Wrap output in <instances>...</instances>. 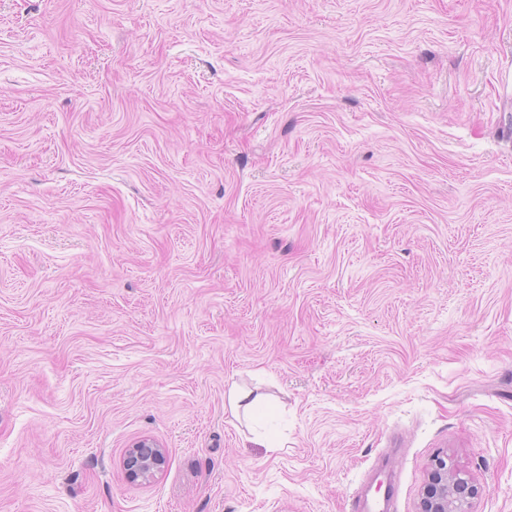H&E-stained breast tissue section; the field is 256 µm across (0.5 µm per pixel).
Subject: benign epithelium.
<instances>
[{
	"label": "benign epithelium",
	"instance_id": "obj_1",
	"mask_svg": "<svg viewBox=\"0 0 512 512\" xmlns=\"http://www.w3.org/2000/svg\"><path fill=\"white\" fill-rule=\"evenodd\" d=\"M166 462L165 449L151 437H141L126 450L123 465L130 481L149 483ZM481 487L448 455L436 456L420 494L416 512H473Z\"/></svg>",
	"mask_w": 512,
	"mask_h": 512
}]
</instances>
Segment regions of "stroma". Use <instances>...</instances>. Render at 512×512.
Segmentation results:
<instances>
[{
  "instance_id": "obj_1",
  "label": "stroma",
  "mask_w": 512,
  "mask_h": 512,
  "mask_svg": "<svg viewBox=\"0 0 512 512\" xmlns=\"http://www.w3.org/2000/svg\"><path fill=\"white\" fill-rule=\"evenodd\" d=\"M392 450L512 512V0H0V512H348ZM265 402L262 395L242 389L232 383L226 394V406L229 407L231 414L237 419L248 421L253 416L254 411ZM166 462L165 449L151 437H141L126 450L123 465L131 482L149 483Z\"/></svg>"
}]
</instances>
